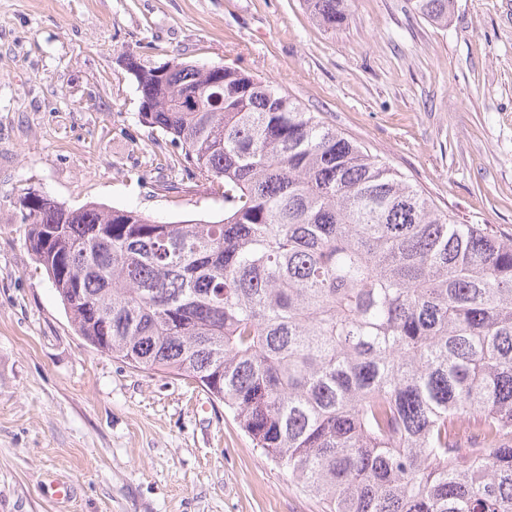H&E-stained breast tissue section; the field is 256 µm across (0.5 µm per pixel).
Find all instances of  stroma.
<instances>
[{
	"label": "stroma",
	"instance_id": "35a3bbf8",
	"mask_svg": "<svg viewBox=\"0 0 512 512\" xmlns=\"http://www.w3.org/2000/svg\"><path fill=\"white\" fill-rule=\"evenodd\" d=\"M131 53L269 82L464 224L512 236V0H353L330 31L305 0H0V512H320L218 402L75 332L25 245L27 189L69 208L220 218L222 191H164ZM455 0H413V9L425 20L447 26Z\"/></svg>",
	"mask_w": 512,
	"mask_h": 512
}]
</instances>
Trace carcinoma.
<instances>
[{"label":"carcinoma","mask_w":512,"mask_h":512,"mask_svg":"<svg viewBox=\"0 0 512 512\" xmlns=\"http://www.w3.org/2000/svg\"><path fill=\"white\" fill-rule=\"evenodd\" d=\"M336 30L352 0H306ZM455 0H412L448 25ZM135 76L224 215L43 196L26 245L97 351L186 376L322 512H512V236L458 224L250 73Z\"/></svg>","instance_id":"1"}]
</instances>
